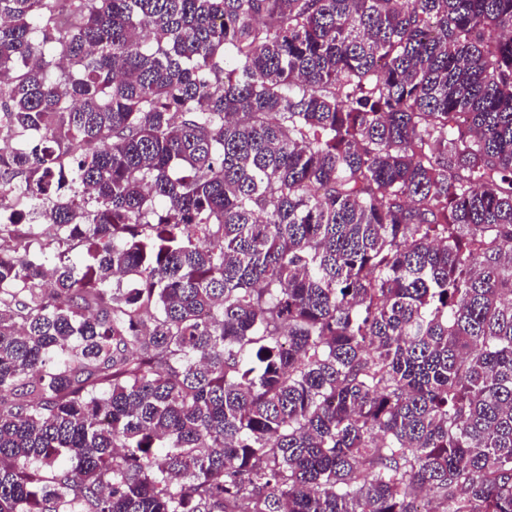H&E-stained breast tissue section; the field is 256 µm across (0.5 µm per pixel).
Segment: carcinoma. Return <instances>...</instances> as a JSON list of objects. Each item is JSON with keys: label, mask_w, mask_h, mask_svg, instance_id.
<instances>
[{"label": "carcinoma", "mask_w": 512, "mask_h": 512, "mask_svg": "<svg viewBox=\"0 0 512 512\" xmlns=\"http://www.w3.org/2000/svg\"><path fill=\"white\" fill-rule=\"evenodd\" d=\"M0 512H512V0H0Z\"/></svg>", "instance_id": "1"}]
</instances>
